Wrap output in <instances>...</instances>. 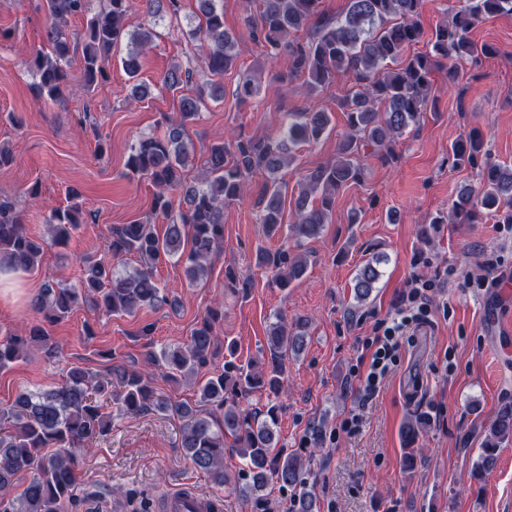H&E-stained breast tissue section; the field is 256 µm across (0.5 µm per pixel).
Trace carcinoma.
<instances>
[{
	"instance_id": "obj_1",
	"label": "carcinoma",
	"mask_w": 512,
	"mask_h": 512,
	"mask_svg": "<svg viewBox=\"0 0 512 512\" xmlns=\"http://www.w3.org/2000/svg\"><path fill=\"white\" fill-rule=\"evenodd\" d=\"M90 0H45L46 22L42 47L29 61L41 98L58 100L68 86L71 39L69 20L86 19L83 40V88L88 91L109 80L112 49L125 39L135 49L121 58L122 68L137 77L143 51L150 48L157 32L141 27L130 33L126 17L138 0H105L97 12ZM152 13L178 20L182 0H146ZM200 15L190 37L203 42L202 67L219 79L235 68L237 39L224 30V6L220 0H199ZM256 5L249 14L251 39L271 58L285 53L291 65L280 77L285 89L303 79L313 93L332 84L343 74L351 81V92L343 102L349 127L360 137L346 138L335 160L307 173L294 200L295 223L288 231L296 240L318 237L327 223L336 193L357 182L362 173L358 162L361 149H388L394 138L416 125L426 111L431 89L430 76L444 62L452 65L492 52L468 37L485 17L512 13V0H464L428 38L424 52L406 54L409 46L424 37L419 24L421 0H347L339 20L327 17L320 0H247ZM306 34L301 40L299 34ZM198 67L193 62L170 70L164 83L180 92L179 111L164 117L161 134L142 136L128 150L126 168L155 187L151 210L165 223L163 234L155 225L119 224L108 229L99 255L83 259L82 279L74 284L47 281L32 300V306L47 322L67 317L86 306L106 315L132 316L144 309L173 306L154 277L153 270L164 259L181 264L192 282L209 273L213 255L223 248L224 202L243 196L248 180L257 172L267 179L256 202L258 223L273 235L282 228L284 205L279 173L293 159L295 148L317 142L331 123L324 111L288 113L281 134L266 139L234 138V148L213 145L204 160L205 174L190 177V157L195 147L187 126L200 119L206 100L216 99L215 82H196ZM242 101L256 98L261 85L249 73L240 76ZM482 145L471 136L451 145L453 163L481 167L480 187L463 186L451 205L449 218L456 224H471L484 211L495 213L498 223L512 224V168L481 161ZM81 193L68 189L69 204L51 209L45 218L51 241L65 245L71 233L85 223ZM46 240L28 233L16 203L0 199V273L35 270L44 255ZM140 258L143 267L121 272L126 256ZM376 258L368 259L355 277L354 297L365 301L375 288L379 273ZM258 267L271 275L280 288L300 279L307 270L304 254L286 250H257ZM224 319L220 307L208 309L182 344L149 351L144 367L127 368L114 363L100 375L80 366L72 367L59 386L44 391H20L13 404L0 410V512H59L69 501L76 503L74 489L80 452L86 443L107 435L112 414L139 415L163 411L179 422L180 443L190 464L209 475L214 484L233 485L239 497L259 501L261 492L275 482L300 491L301 512H312L314 501L305 490L303 463L293 454L274 452L279 442L278 410H248L240 398L279 395L286 363L304 348L306 322L295 328L281 315L274 322L264 359L245 366L229 363L203 382L197 383L195 406L157 397L153 369H162L171 379L191 376L216 356L220 343L217 325ZM35 351L55 356L58 342L41 325L24 326L0 339V371L30 358ZM512 436V403L505 404L491 426V437L483 447L478 467L491 468L498 439ZM233 441L232 452L245 461V474L230 478L224 470L225 439ZM29 475L18 497H13L16 476Z\"/></svg>"
}]
</instances>
